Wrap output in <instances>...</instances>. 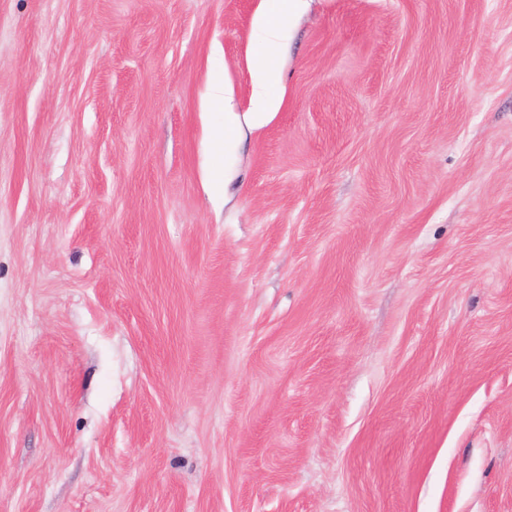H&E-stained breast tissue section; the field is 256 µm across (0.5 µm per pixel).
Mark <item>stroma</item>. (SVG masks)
Here are the masks:
<instances>
[{
    "mask_svg": "<svg viewBox=\"0 0 512 512\" xmlns=\"http://www.w3.org/2000/svg\"><path fill=\"white\" fill-rule=\"evenodd\" d=\"M0 0V512H512V0ZM306 1L308 0H262L255 29L257 37L265 45V54L251 70V112L256 121H261L279 105V50L289 21L301 12ZM226 93L224 87V70L216 67L211 71L207 93V105L209 110L224 115V122L216 129L211 141L212 152L216 158H222L224 156L226 146L232 143L238 135L236 116L228 105Z\"/></svg>",
    "mask_w": 512,
    "mask_h": 512,
    "instance_id": "1",
    "label": "stroma"
}]
</instances>
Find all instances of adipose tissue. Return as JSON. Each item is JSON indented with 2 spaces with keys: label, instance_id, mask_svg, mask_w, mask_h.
<instances>
[{
  "label": "adipose tissue",
  "instance_id": "adipose-tissue-1",
  "mask_svg": "<svg viewBox=\"0 0 512 512\" xmlns=\"http://www.w3.org/2000/svg\"><path fill=\"white\" fill-rule=\"evenodd\" d=\"M305 2L306 0H262L255 29L257 37L265 45V53L251 70V111L255 120H262L279 105V50L290 20L301 12ZM207 105L209 110L224 116L223 124L216 129L211 141L214 156L220 158L223 157L227 145L238 135L236 117L228 105L222 69L216 68L211 72Z\"/></svg>",
  "mask_w": 512,
  "mask_h": 512
}]
</instances>
